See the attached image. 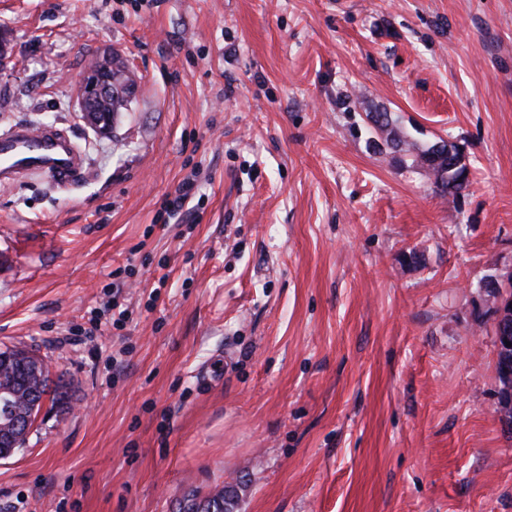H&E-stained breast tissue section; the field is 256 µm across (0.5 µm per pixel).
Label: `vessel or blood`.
<instances>
[{
    "mask_svg": "<svg viewBox=\"0 0 512 512\" xmlns=\"http://www.w3.org/2000/svg\"><path fill=\"white\" fill-rule=\"evenodd\" d=\"M36 173L66 189L88 175L86 159L70 139L53 128L33 130L17 125L0 135V185Z\"/></svg>",
    "mask_w": 512,
    "mask_h": 512,
    "instance_id": "vessel-or-blood-1",
    "label": "vessel or blood"
}]
</instances>
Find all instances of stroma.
<instances>
[{"label":"stroma","mask_w":512,"mask_h":512,"mask_svg":"<svg viewBox=\"0 0 512 512\" xmlns=\"http://www.w3.org/2000/svg\"><path fill=\"white\" fill-rule=\"evenodd\" d=\"M0 32V133L64 129L89 169L0 186V349L68 392L0 512L228 483L238 512H512L482 287L512 270V0H0ZM108 50L137 86L100 138L76 92ZM442 139L454 198L411 164Z\"/></svg>","instance_id":"1"}]
</instances>
